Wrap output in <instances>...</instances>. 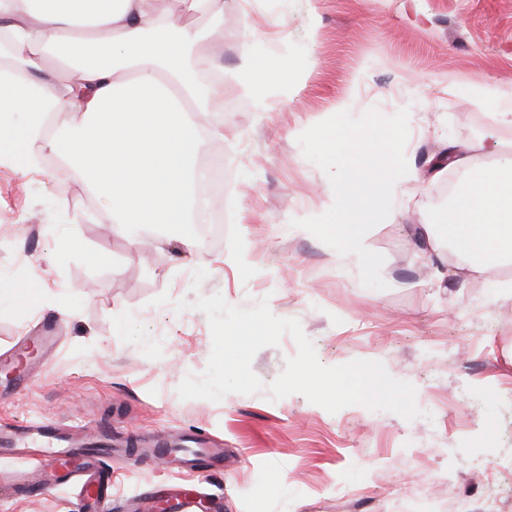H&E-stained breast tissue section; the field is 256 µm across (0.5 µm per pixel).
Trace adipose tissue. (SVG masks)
I'll return each instance as SVG.
<instances>
[{
  "label": "adipose tissue",
  "instance_id": "obj_1",
  "mask_svg": "<svg viewBox=\"0 0 512 512\" xmlns=\"http://www.w3.org/2000/svg\"><path fill=\"white\" fill-rule=\"evenodd\" d=\"M24 70H0V147L39 171L56 151L60 177L108 199L123 232L185 223L209 113L224 109V84L196 80L213 68L205 39L177 24L167 0H0V32ZM65 67L57 85L45 57ZM21 112L23 124L4 121ZM69 113L64 127L44 117ZM434 254L453 248L477 274L512 262V165L477 166L448 216L417 230Z\"/></svg>",
  "mask_w": 512,
  "mask_h": 512
}]
</instances>
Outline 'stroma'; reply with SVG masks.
Here are the masks:
<instances>
[{"label": "stroma", "mask_w": 512, "mask_h": 512, "mask_svg": "<svg viewBox=\"0 0 512 512\" xmlns=\"http://www.w3.org/2000/svg\"><path fill=\"white\" fill-rule=\"evenodd\" d=\"M223 2L214 54L228 108L209 115L204 136L221 150L217 231L160 225L135 241L113 231L106 199L56 180L55 151L39 172L0 162V281L44 290L34 302L0 294V353L44 319L62 324L37 377L0 398V427L93 418L111 428L100 464L112 474V512L168 487L222 497L224 512H420L397 496L413 483L430 484L434 512H484L492 496L512 512V264L468 276L452 252L440 282L413 237L447 212L437 196L466 175L435 168L439 154L477 144L483 165L512 156V125L477 94L483 83L512 93V0ZM258 26L265 35H253ZM245 50L256 60L246 91L235 70ZM262 97L272 111H257ZM342 105L356 116L409 111L405 155L418 178L366 235L384 258L382 289L291 225L329 205L330 180L297 138ZM62 237L76 247L60 251ZM199 268L207 276L195 291ZM214 293L245 307L264 298L274 315L298 319L322 365L383 363L415 387L419 416L358 405L332 414L300 394L271 400L297 352L288 335L255 354L259 393L180 399L179 384L212 351L209 322L190 303ZM180 301L188 309L176 310ZM156 434L206 436L224 457L190 471L162 458L124 463L123 441ZM82 485L21 488L0 497V512H80Z\"/></svg>", "instance_id": "stroma-1"}]
</instances>
